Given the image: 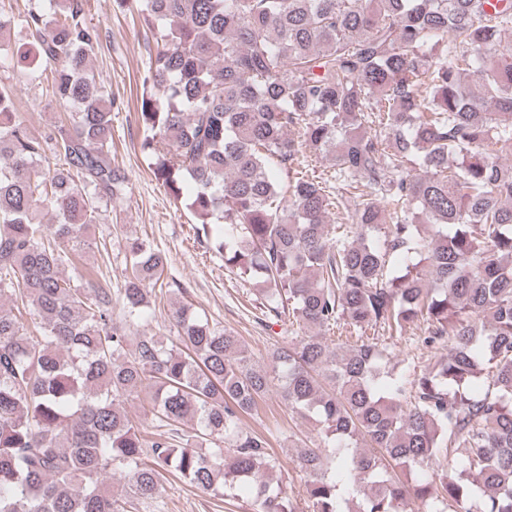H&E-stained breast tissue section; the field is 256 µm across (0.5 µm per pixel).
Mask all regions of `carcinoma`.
<instances>
[{"label":"carcinoma","mask_w":512,"mask_h":512,"mask_svg":"<svg viewBox=\"0 0 512 512\" xmlns=\"http://www.w3.org/2000/svg\"><path fill=\"white\" fill-rule=\"evenodd\" d=\"M116 2L160 41L140 105L155 177L262 305L310 334L261 368L180 306L177 343L128 347L166 257L131 243L117 324L112 289L88 297L96 273L62 249L90 247L99 201L127 180L89 67L98 33L82 0L0 14V34L31 37L0 58L47 63L70 110L39 138L0 85V301L32 322L0 310V512H125L169 476L300 512L242 426L274 381L318 427L296 457L306 512H512V0ZM306 151L331 162L336 192L299 170ZM331 206L343 223H326ZM421 319L448 357L398 374L377 333ZM334 327L352 342L329 345ZM146 388L159 426L193 422L185 443L144 442L125 404ZM112 473L121 488L102 487Z\"/></svg>","instance_id":"carcinoma-1"}]
</instances>
